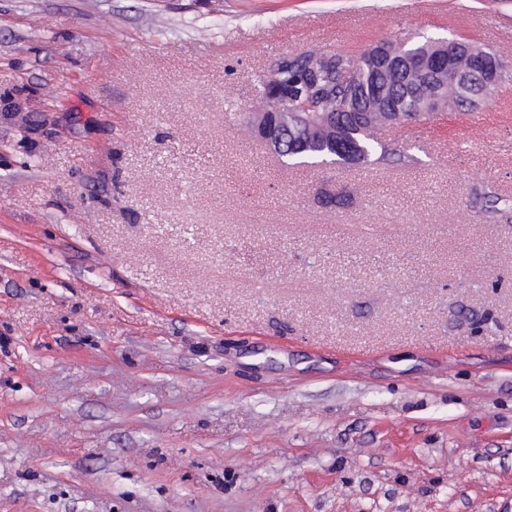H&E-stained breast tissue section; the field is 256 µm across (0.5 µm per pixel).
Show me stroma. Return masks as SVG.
<instances>
[{
    "label": "stroma",
    "mask_w": 512,
    "mask_h": 512,
    "mask_svg": "<svg viewBox=\"0 0 512 512\" xmlns=\"http://www.w3.org/2000/svg\"><path fill=\"white\" fill-rule=\"evenodd\" d=\"M512 0H0V512H512V82L294 166L286 54Z\"/></svg>",
    "instance_id": "35a3bbf8"
}]
</instances>
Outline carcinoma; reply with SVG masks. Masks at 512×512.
Listing matches in <instances>:
<instances>
[{"label": "carcinoma", "instance_id": "cac0c4a2", "mask_svg": "<svg viewBox=\"0 0 512 512\" xmlns=\"http://www.w3.org/2000/svg\"><path fill=\"white\" fill-rule=\"evenodd\" d=\"M499 82L512 80V58L486 50ZM469 58L460 53L454 68L436 78L422 73L386 68L377 64L373 51L359 56L333 52L325 47L308 49L260 79V109L281 91L279 105L299 120L281 129L286 166L357 164L386 161L388 150L375 132L401 122L428 123L437 117L430 109L441 96L450 110L468 109L482 99L481 88L466 79ZM317 113L336 117V130L311 121Z\"/></svg>", "mask_w": 512, "mask_h": 512}]
</instances>
